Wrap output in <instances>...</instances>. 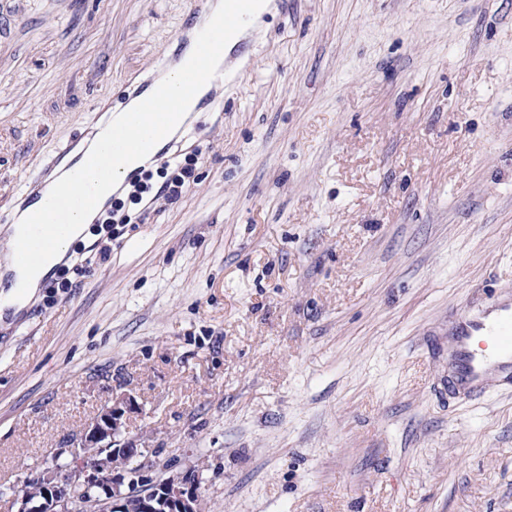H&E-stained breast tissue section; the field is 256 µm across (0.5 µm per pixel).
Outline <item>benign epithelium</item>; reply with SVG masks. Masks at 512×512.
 Instances as JSON below:
<instances>
[{"instance_id":"obj_1","label":"benign epithelium","mask_w":512,"mask_h":512,"mask_svg":"<svg viewBox=\"0 0 512 512\" xmlns=\"http://www.w3.org/2000/svg\"><path fill=\"white\" fill-rule=\"evenodd\" d=\"M136 410L130 396L105 403L76 439L54 450L56 456L70 455L68 470L47 467L34 476L42 486L43 501L35 505L23 493L17 512H76L80 489L92 484L104 490L111 512H196L199 479L176 474L157 484L142 472L130 478L112 466L118 450L132 458L143 456L141 448L123 437L129 415Z\"/></svg>"}]
</instances>
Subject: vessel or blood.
Returning a JSON list of instances; mask_svg holds the SVG:
<instances>
[{
  "instance_id": "1",
  "label": "vessel or blood",
  "mask_w": 512,
  "mask_h": 512,
  "mask_svg": "<svg viewBox=\"0 0 512 512\" xmlns=\"http://www.w3.org/2000/svg\"><path fill=\"white\" fill-rule=\"evenodd\" d=\"M258 0H224V12L215 19L208 34L189 39L193 49L191 66L184 75L185 98L200 97L202 103L214 104L219 84L212 71V61L222 45L231 44L237 53H245L243 20L249 19ZM146 110L147 120L157 126L149 140L139 138L136 130L115 133L112 151L119 157L167 154L176 142L169 125L183 122L185 113L180 103L171 101L166 87L156 76L144 79L135 91ZM45 209L30 212L27 248L16 256L21 265H29L63 232L62 224L46 220ZM448 396L468 399L492 387L512 385V289H500L489 298L474 297L464 306L448 313Z\"/></svg>"
}]
</instances>
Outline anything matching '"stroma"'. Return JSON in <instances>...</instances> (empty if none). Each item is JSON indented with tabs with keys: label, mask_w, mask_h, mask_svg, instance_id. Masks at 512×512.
I'll use <instances>...</instances> for the list:
<instances>
[{
	"label": "stroma",
	"mask_w": 512,
	"mask_h": 512,
	"mask_svg": "<svg viewBox=\"0 0 512 512\" xmlns=\"http://www.w3.org/2000/svg\"><path fill=\"white\" fill-rule=\"evenodd\" d=\"M210 2L0 0V239ZM247 39L182 197L0 320V512L121 394L203 512H512V388L442 391L449 309L512 284V0H271Z\"/></svg>",
	"instance_id": "obj_1"
}]
</instances>
